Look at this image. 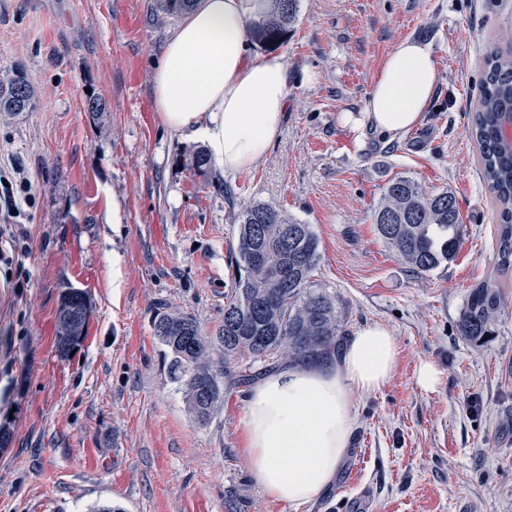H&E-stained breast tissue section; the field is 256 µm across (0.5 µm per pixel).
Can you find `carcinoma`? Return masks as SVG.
I'll list each match as a JSON object with an SVG mask.
<instances>
[{
  "label": "carcinoma",
  "instance_id": "carcinoma-1",
  "mask_svg": "<svg viewBox=\"0 0 512 512\" xmlns=\"http://www.w3.org/2000/svg\"><path fill=\"white\" fill-rule=\"evenodd\" d=\"M299 0H272L253 30L263 47H280L296 24ZM480 108L470 136L478 145L483 176L499 206L495 264L487 280L473 288L459 319V333L471 342L489 336L508 303L503 278L512 272V141L502 136L504 114L512 113V53L492 51L485 61ZM35 95L19 69L0 72V115L31 112ZM235 263L239 278L226 295L224 321L215 335L204 334L196 319L160 312L153 333L166 348L170 379L184 394L188 411L207 422L224 401V376L230 358L285 355L294 361L329 357L344 335L336 299L313 281L319 241L306 224L271 203L246 206L239 216ZM380 238L408 268L429 273L454 260L462 246L463 224L455 195L429 193L414 180L396 177L384 187L373 210ZM296 230L285 243L286 230ZM83 314L66 317L68 306ZM92 306L87 292L67 288L56 318L60 356H67L85 337Z\"/></svg>",
  "mask_w": 512,
  "mask_h": 512
}]
</instances>
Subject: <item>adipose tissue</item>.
Returning a JSON list of instances; mask_svg holds the SVG:
<instances>
[{
  "instance_id": "1",
  "label": "adipose tissue",
  "mask_w": 512,
  "mask_h": 512,
  "mask_svg": "<svg viewBox=\"0 0 512 512\" xmlns=\"http://www.w3.org/2000/svg\"><path fill=\"white\" fill-rule=\"evenodd\" d=\"M268 6V0H196L166 41L153 77L163 124L203 141L225 174L251 169L282 135L288 64L283 55L248 49L250 28ZM437 82L431 48L399 41L353 126L401 136L422 120ZM397 357L394 336L374 324L328 360L285 366L252 386L244 450L266 495L300 506L333 484L352 435V391H379Z\"/></svg>"
}]
</instances>
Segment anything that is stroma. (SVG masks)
Segmentation results:
<instances>
[{
    "label": "stroma",
    "instance_id": "35a3bbf8",
    "mask_svg": "<svg viewBox=\"0 0 512 512\" xmlns=\"http://www.w3.org/2000/svg\"><path fill=\"white\" fill-rule=\"evenodd\" d=\"M180 17L162 0H0V68L20 67L33 111L0 119V174L35 201L0 236V512H327L371 484L374 512H512V308L473 344L458 321L493 265L498 208L469 135L487 53L512 31V0H300L283 133L252 169L197 170L200 146L159 118L152 95ZM428 45L439 79L419 125L389 139L352 128L401 40ZM104 99L105 123L86 110ZM405 176L449 190L463 217L457 258L418 274L383 243L372 211ZM120 212H113V203ZM271 202L311 224L314 280L336 298L346 336L372 324L399 347L373 393L353 392L352 452L331 490L296 506L268 497L243 449L249 384L284 366L232 359L207 424L162 364L157 311L206 334L235 286L242 207ZM120 224H113V217ZM92 304L71 356L56 349L62 292ZM435 391L416 381L421 362Z\"/></svg>",
    "mask_w": 512,
    "mask_h": 512
}]
</instances>
